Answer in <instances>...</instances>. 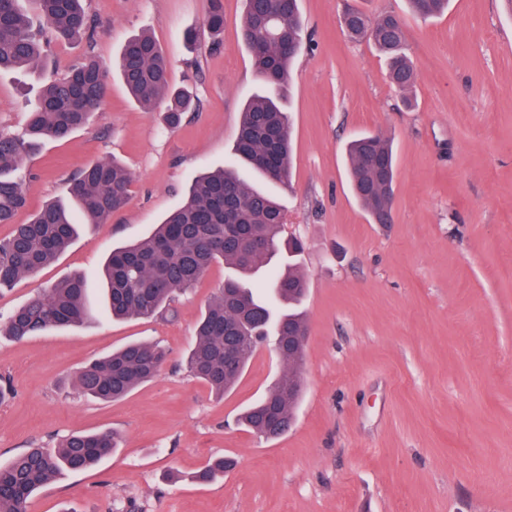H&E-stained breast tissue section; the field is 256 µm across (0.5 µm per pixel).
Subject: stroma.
Wrapping results in <instances>:
<instances>
[{
  "instance_id": "35a3bbf8",
  "label": "stroma",
  "mask_w": 512,
  "mask_h": 512,
  "mask_svg": "<svg viewBox=\"0 0 512 512\" xmlns=\"http://www.w3.org/2000/svg\"><path fill=\"white\" fill-rule=\"evenodd\" d=\"M347 0H301L310 44L282 98L293 121L292 175L273 190L300 238L309 290L302 394L292 427L267 440L237 425L281 373L256 352L224 397L189 375L197 321L229 270L213 264L174 315L100 314L112 249L149 236L202 171L231 154L240 107L260 86L238 39L243 0H224L211 43L210 0H87L92 40L45 31L56 73L83 53L103 67L145 31L169 58L172 85L196 111L165 128L112 80L89 125L45 142L25 161L26 221L66 198L84 166L116 157L131 199L101 227L81 228L50 267L0 291V318L53 283L82 274L95 318L15 342L0 336V463L75 431H111L116 453L46 484L28 512H512V11L503 0H449L421 21L405 0H366L403 17L416 70L412 105L390 87L367 42L339 27ZM200 34L189 47L188 29ZM37 77L0 73V132L22 134ZM393 141V221L371 223L348 187L345 145ZM160 343L159 374L127 397L82 395L77 374L125 343ZM235 465L211 483L210 458Z\"/></svg>"
}]
</instances>
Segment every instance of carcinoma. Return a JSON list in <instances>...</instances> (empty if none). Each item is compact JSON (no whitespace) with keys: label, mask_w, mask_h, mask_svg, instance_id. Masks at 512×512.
I'll use <instances>...</instances> for the list:
<instances>
[{"label":"carcinoma","mask_w":512,"mask_h":512,"mask_svg":"<svg viewBox=\"0 0 512 512\" xmlns=\"http://www.w3.org/2000/svg\"><path fill=\"white\" fill-rule=\"evenodd\" d=\"M411 15L429 19L448 0H407ZM63 37L93 36L85 0H0V72L33 70L44 75L30 104L22 136L0 133V224L14 225L0 240V288L51 265L71 244L80 224H105L130 199L131 172L102 159L82 168L70 187L72 204L53 202L24 223L27 205L21 171L27 156L45 138H63L101 110L109 72L91 56L71 64L61 76H45L43 49L33 18ZM210 34L224 31L223 0H211ZM343 33L371 43L387 66L391 85L403 94L416 82L407 54L406 28L390 13L376 16L359 8L347 14ZM240 38L259 80L269 91L244 103L234 154L268 180L291 176V121L276 94L289 82V66L304 46L300 0H245ZM112 72L143 110L163 112L169 127L197 107V99L169 81L168 60L149 34L128 38L112 62ZM351 191L371 217L392 216L395 155L384 135L365 134L347 146ZM288 217L269 193L251 186L234 165L200 174L185 200L146 239L112 251L105 265L108 313L116 318L152 317L169 309L176 296L195 285L215 263L233 271L202 314L186 356L189 373L218 397L243 375L257 347H277L282 374L239 421L252 432L276 439L288 432L301 394L303 345H288L292 329L306 325L301 310L308 283L298 257L301 241L284 236ZM87 280L64 279L30 298L0 325L16 341L52 328L77 326L87 316ZM166 351L157 343L130 342L94 360L79 372L76 385L94 399L122 398L152 379ZM275 412L281 428L267 429ZM116 448L109 431L77 432L53 448H29L0 465V512H28L32 496L66 471L87 469ZM233 465L215 457L195 479L208 483Z\"/></svg>","instance_id":"cac0c4a2"}]
</instances>
